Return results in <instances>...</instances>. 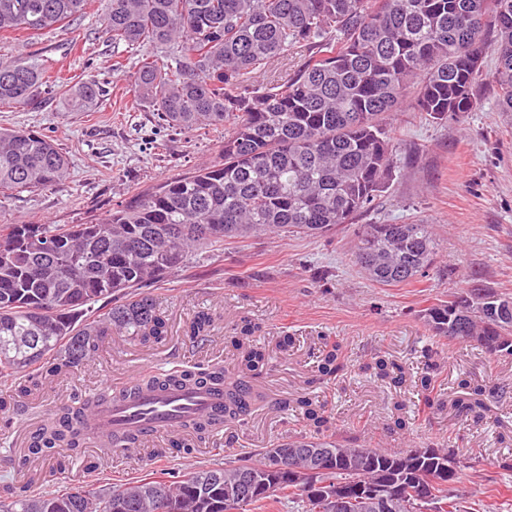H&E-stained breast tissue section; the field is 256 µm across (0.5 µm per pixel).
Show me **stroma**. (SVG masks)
<instances>
[{
	"label": "stroma",
	"mask_w": 512,
	"mask_h": 512,
	"mask_svg": "<svg viewBox=\"0 0 512 512\" xmlns=\"http://www.w3.org/2000/svg\"><path fill=\"white\" fill-rule=\"evenodd\" d=\"M100 29L99 4L90 0L83 15L42 36L0 34V60L36 52L51 79L72 85L92 74L108 90L102 105L84 111L56 98L38 110L0 108V127L39 131L69 162V177L58 187L0 196V224H80L217 160L223 128L162 125L138 99L129 72H113L112 49ZM493 71L486 65L474 82L476 108L448 122H433L409 100L389 113L386 127L399 145L396 177L354 223L324 237L271 233L230 240L152 284L149 291L169 319L165 340L144 347L106 337L92 361L21 398L18 413L0 411V480L11 481L17 495L31 492L30 481L42 469L41 459L27 451L32 434L73 393L88 396L101 383L121 386L175 366L220 363L227 376H236L237 353L227 338L249 319L258 324L253 340L268 357L259 378L268 403L254 409L245 425H228L196 440L190 452L161 458L149 445L113 455L89 447L66 462L49 490L109 487L257 454L307 435L293 403L306 393L325 406L332 433L343 443L455 448L463 463L459 497L487 512H512V495L503 492L512 486V357L494 359L476 344L432 337L419 316L471 281L512 297V116L499 109ZM361 224L431 225L440 244L438 272L397 286L369 281L352 255ZM200 310L211 312L215 322L208 335L196 337L189 324ZM284 334L295 338L285 352L277 347ZM323 336L340 342L346 363L336 379L324 382L316 378L313 357ZM429 343L438 350L444 395H452L463 378L508 387L506 397L491 402L486 419L429 407L413 387L390 388L368 367L381 353L419 371V351ZM397 401L406 405L405 431L392 426Z\"/></svg>",
	"instance_id": "obj_1"
}]
</instances>
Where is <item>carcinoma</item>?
Here are the masks:
<instances>
[{
	"instance_id": "1",
	"label": "carcinoma",
	"mask_w": 512,
	"mask_h": 512,
	"mask_svg": "<svg viewBox=\"0 0 512 512\" xmlns=\"http://www.w3.org/2000/svg\"><path fill=\"white\" fill-rule=\"evenodd\" d=\"M88 0H0V32L37 35L62 26ZM103 33L112 52H139L135 91L170 127H224L219 160L168 179L83 224H0V397L6 409L41 383L33 368L60 373L95 357L116 331L143 346L168 333L164 312L143 288L186 267L198 252L231 239L282 232L317 236L368 209L393 180L396 141L384 119L405 98L437 122L476 105L473 83L487 54L495 59L498 103L512 112V0H101ZM307 47L313 55L288 81L256 84L271 60ZM48 78L37 54L0 61V107H41ZM70 108L91 109L107 96L89 77L61 84ZM66 156L27 128H0V195L54 187L66 180ZM439 255L429 224H362L354 262L382 286L427 278ZM112 307L90 317L94 305ZM436 336L477 343L491 357L512 356V297L473 284L420 310ZM214 318L200 311L195 336ZM254 327L231 341L241 374L224 367L187 368L141 382L166 388L185 380L224 381V419L238 420L263 401L250 378L265 365L251 343ZM422 370L374 357L375 376L400 387L413 383L426 402L436 387L433 349L421 350ZM344 369L341 348L323 343L316 371L334 380ZM452 399L457 413L484 418L503 387L467 380ZM93 401L63 405L31 441V453L62 468L58 450L81 453L72 416ZM310 436L265 448L221 467L193 466L169 479H141L109 488L38 492L11 498L0 512H256L283 499L296 512H336L272 469L271 454L294 464L314 462L319 480L346 491L343 512H468L451 494L461 461L452 448H350L327 435L330 417L304 395L296 400ZM370 484L395 499L371 504Z\"/></svg>"
}]
</instances>
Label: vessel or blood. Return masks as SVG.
Wrapping results in <instances>:
<instances>
[{
  "label": "vessel or blood",
  "mask_w": 512,
  "mask_h": 512,
  "mask_svg": "<svg viewBox=\"0 0 512 512\" xmlns=\"http://www.w3.org/2000/svg\"><path fill=\"white\" fill-rule=\"evenodd\" d=\"M210 419L216 431L224 429V389L199 383L162 391L129 390L125 398L105 402L85 416L82 426L90 445L124 448L127 438L145 444L155 438L184 436L186 423Z\"/></svg>",
  "instance_id": "b4317fda"
}]
</instances>
